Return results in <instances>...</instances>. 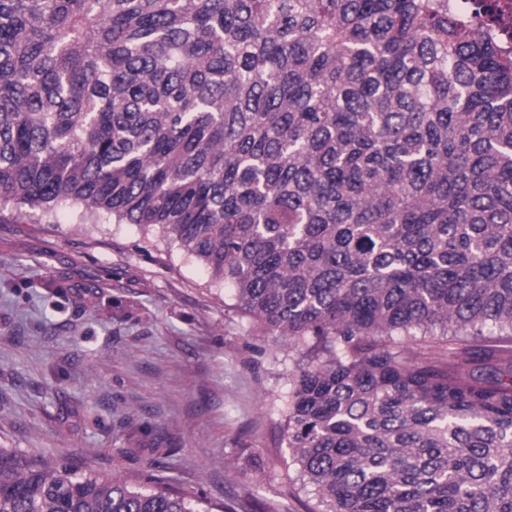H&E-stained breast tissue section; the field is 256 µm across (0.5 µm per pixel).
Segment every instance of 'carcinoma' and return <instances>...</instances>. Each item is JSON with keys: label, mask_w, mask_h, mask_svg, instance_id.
<instances>
[{"label": "carcinoma", "mask_w": 512, "mask_h": 512, "mask_svg": "<svg viewBox=\"0 0 512 512\" xmlns=\"http://www.w3.org/2000/svg\"><path fill=\"white\" fill-rule=\"evenodd\" d=\"M157 233L288 348L312 512H512V55L444 0H0V213ZM0 452V512H209Z\"/></svg>", "instance_id": "obj_1"}]
</instances>
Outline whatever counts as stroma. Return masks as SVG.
I'll list each match as a JSON object with an SVG mask.
<instances>
[{
	"label": "stroma",
	"instance_id": "stroma-1",
	"mask_svg": "<svg viewBox=\"0 0 512 512\" xmlns=\"http://www.w3.org/2000/svg\"><path fill=\"white\" fill-rule=\"evenodd\" d=\"M291 368L202 266L135 226L0 220V450L306 512L281 428Z\"/></svg>",
	"mask_w": 512,
	"mask_h": 512
}]
</instances>
